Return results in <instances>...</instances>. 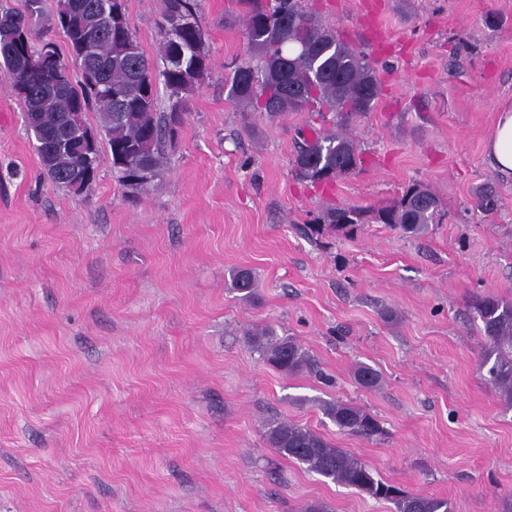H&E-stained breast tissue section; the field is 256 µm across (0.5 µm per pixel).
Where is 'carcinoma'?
Returning a JSON list of instances; mask_svg holds the SVG:
<instances>
[{
  "label": "carcinoma",
  "mask_w": 512,
  "mask_h": 512,
  "mask_svg": "<svg viewBox=\"0 0 512 512\" xmlns=\"http://www.w3.org/2000/svg\"><path fill=\"white\" fill-rule=\"evenodd\" d=\"M46 3L23 0V8L17 9L0 0V76L24 106L42 170L55 186L79 194L96 177L104 140L118 181L135 198L164 176L173 115H184L186 95L207 71L203 19L195 0H162L161 68L142 50L124 0H56L50 12ZM239 3L248 58L225 78L229 101L270 118L306 112L312 119L331 120L330 128L298 131L293 171L311 183L355 172L362 158L352 124L373 110L381 94L372 62L307 10L304 0ZM44 22L62 31L68 54L60 53L53 42L34 45L32 28ZM73 67L82 80L59 82L58 76ZM160 84L168 94L165 112L158 111ZM91 110L100 116L97 130L84 119ZM439 220L438 199L424 184L407 187L389 205L329 208L313 218L341 230L390 224L415 236L427 234ZM255 287L251 271L231 274V289L242 298H253ZM473 309L485 338L480 368L487 369V381L512 407V302L485 297L476 300ZM250 341L262 358L285 374L313 368L300 344L278 337L270 328L253 333ZM356 376L367 388L380 382L369 366H359ZM322 409L350 434L370 439L380 433L377 421L349 402H324ZM266 436L280 456L334 483L389 500L395 512H452L445 498L408 494L377 478L371 467L308 427L271 419Z\"/></svg>",
  "instance_id": "obj_1"
}]
</instances>
